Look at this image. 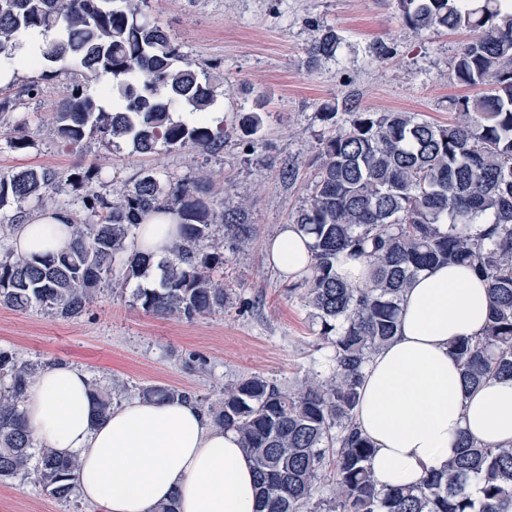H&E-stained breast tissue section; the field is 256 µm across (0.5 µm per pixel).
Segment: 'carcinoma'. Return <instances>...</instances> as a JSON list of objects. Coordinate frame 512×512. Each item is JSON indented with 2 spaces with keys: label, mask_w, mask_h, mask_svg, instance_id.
<instances>
[{
  "label": "carcinoma",
  "mask_w": 512,
  "mask_h": 512,
  "mask_svg": "<svg viewBox=\"0 0 512 512\" xmlns=\"http://www.w3.org/2000/svg\"><path fill=\"white\" fill-rule=\"evenodd\" d=\"M150 0H0V61L40 66L65 80L67 93L53 113L58 145L78 150L97 135L133 151L224 150V125L207 119L221 77L184 58L169 35L147 16ZM415 32L469 29L474 37L457 53L453 75L464 85H489L474 99L455 100V122L437 125L410 112L348 110L320 113L328 134L318 141L315 168L291 223L311 237L309 274L288 286L320 325L329 373L306 377L293 391L259 375L240 378L210 408L213 423L237 434L252 459L259 512H512V446L469 436L448 466L430 469L412 487L380 488L370 460L374 445L356 427L363 369L397 335L405 289L440 264L469 267L489 288L483 335L455 340L466 387L512 378V0H398ZM49 30L56 38L39 54L17 56L26 39ZM308 66L336 57L342 39L314 27ZM99 90L93 92L90 86ZM112 99V110L102 98ZM187 109L196 120L172 119ZM264 118L260 109L236 116L234 130L255 152ZM103 170L64 173L51 167L0 172V211L21 224L31 201L47 205L66 185H85L81 213H72L69 245L30 258L0 254V305L37 310L60 319L79 317L98 292L112 287L116 260L127 279L159 271L157 285L132 300L146 312L192 319L222 313L224 245L239 250L255 227L247 208L218 206L210 178L163 181L141 170L117 197L92 189ZM170 212L179 237L159 262L134 249L135 230L152 213ZM475 224L486 228L472 234ZM343 256H363V287L337 272ZM0 481L30 479L50 497L79 508L77 460L37 448L22 407L36 367L0 352ZM138 394L159 403L191 401L185 390L161 385ZM94 421L105 420L114 396L92 386ZM328 496L311 504L324 479Z\"/></svg>",
  "instance_id": "carcinoma-1"
}]
</instances>
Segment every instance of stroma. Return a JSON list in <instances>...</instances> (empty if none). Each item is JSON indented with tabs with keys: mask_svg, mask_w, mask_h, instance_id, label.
<instances>
[{
	"mask_svg": "<svg viewBox=\"0 0 512 512\" xmlns=\"http://www.w3.org/2000/svg\"><path fill=\"white\" fill-rule=\"evenodd\" d=\"M149 14L180 51L197 65L218 67L224 84L214 109L229 135L220 153L195 149L143 157L131 146L108 148L87 139L81 151L61 148L49 118L61 103L60 83L41 68L18 67L9 94L29 83L41 92L0 123V171L47 166L73 171L104 168L105 193L118 192L140 168L161 177H209L218 199L245 203L256 227L244 251L225 250L224 280L232 286L230 308L221 315L185 319L144 312L132 303L138 281H125L115 265V288L98 294L78 318L62 320L32 310L0 306V351L50 368L70 364L91 382L119 381L129 389L167 385L194 393L203 406L226 387L256 374L294 387L318 370L319 326L298 294L268 263L266 245L306 196L314 147L326 131L320 112L327 103L362 110L411 112L435 124L452 122L451 101L477 96L454 78L453 61L469 39L466 31L410 29L397 0H150ZM342 38L336 58L307 68L314 25ZM387 55H379L380 47ZM264 107L263 146L246 152L232 127L238 112ZM22 132L29 146L11 148ZM294 162L295 181L279 170ZM0 512H73L33 481L0 482Z\"/></svg>",
	"mask_w": 512,
	"mask_h": 512,
	"instance_id": "stroma-1",
	"label": "stroma"
}]
</instances>
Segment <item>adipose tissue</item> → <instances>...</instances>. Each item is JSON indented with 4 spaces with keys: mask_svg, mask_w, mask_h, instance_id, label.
<instances>
[{
    "mask_svg": "<svg viewBox=\"0 0 512 512\" xmlns=\"http://www.w3.org/2000/svg\"><path fill=\"white\" fill-rule=\"evenodd\" d=\"M70 215L41 212L18 225L16 254L55 252L72 238ZM179 235L173 216L141 225L139 249L162 256ZM308 237L291 224L270 238L269 262L284 279L312 264ZM489 293L469 268L440 265L407 288L397 336L368 363L356 419L374 444L370 467L382 485H412L456 455L465 433L494 445L512 444V379L466 391L448 347L484 332ZM91 384L69 364L42 371L24 411L35 441L76 456V484L101 512H154L176 498L179 512H256L250 458L234 432L215 426L195 403L137 399L93 423Z\"/></svg>",
    "mask_w": 512,
    "mask_h": 512,
    "instance_id": "ef3b65f1",
    "label": "adipose tissue"
}]
</instances>
